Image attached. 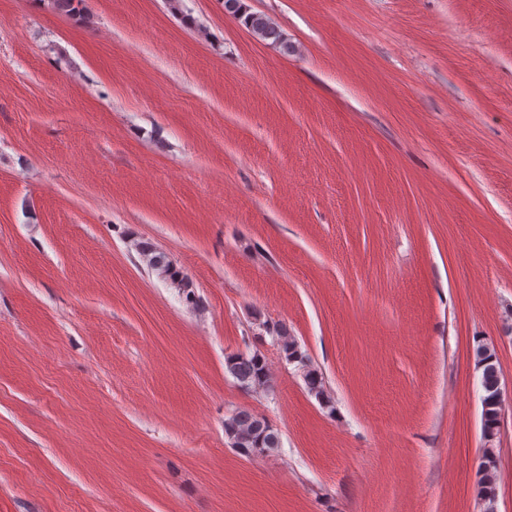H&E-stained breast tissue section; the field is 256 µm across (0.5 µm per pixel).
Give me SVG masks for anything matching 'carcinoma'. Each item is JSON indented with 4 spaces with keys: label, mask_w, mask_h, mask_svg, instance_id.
Returning a JSON list of instances; mask_svg holds the SVG:
<instances>
[{
    "label": "carcinoma",
    "mask_w": 512,
    "mask_h": 512,
    "mask_svg": "<svg viewBox=\"0 0 512 512\" xmlns=\"http://www.w3.org/2000/svg\"><path fill=\"white\" fill-rule=\"evenodd\" d=\"M39 2L54 13L72 17L83 24L91 23V18L84 7V0H39ZM224 7L233 17L244 18L245 26L260 39L272 41V44L285 53L292 49L288 39L268 18L262 14L248 12L243 0H224ZM141 253L152 270L170 279L187 299H193L190 281L173 267L164 253L147 245L141 247ZM273 333H275L274 339L279 343L288 361L299 364L309 391L319 399L324 398L322 377L310 367L294 337L288 334L285 326L279 324L273 327ZM475 357L478 367L482 369V435L486 445L476 494L482 506V512H495L498 486L493 442L499 434L502 416V397L498 392L500 372L494 348L481 344L475 350ZM226 367L239 385L245 389L270 386L269 367L265 358L259 353L251 356L243 353L236 354L227 360ZM224 430L231 440L232 447L247 457L270 453L280 447L279 433L273 426L265 418L248 410L235 412L224 422Z\"/></svg>",
    "instance_id": "1"
}]
</instances>
